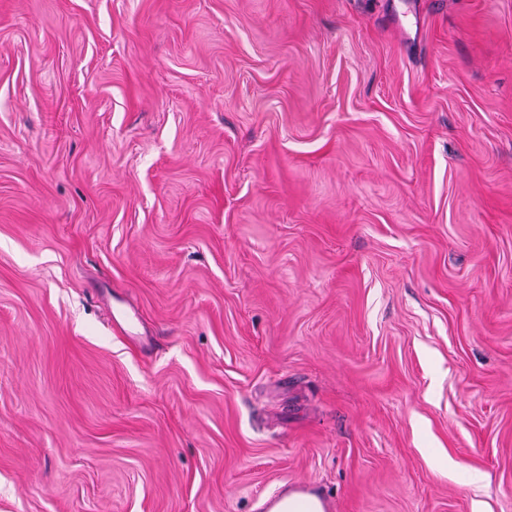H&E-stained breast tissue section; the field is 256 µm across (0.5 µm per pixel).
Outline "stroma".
<instances>
[{"label": "stroma", "mask_w": 512, "mask_h": 512, "mask_svg": "<svg viewBox=\"0 0 512 512\" xmlns=\"http://www.w3.org/2000/svg\"><path fill=\"white\" fill-rule=\"evenodd\" d=\"M512 512V0H0V512Z\"/></svg>", "instance_id": "obj_1"}]
</instances>
